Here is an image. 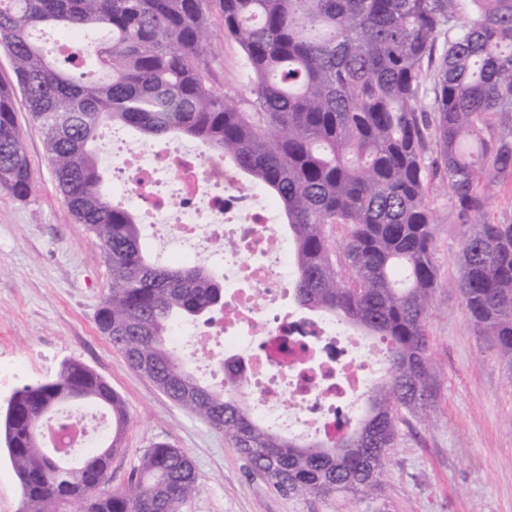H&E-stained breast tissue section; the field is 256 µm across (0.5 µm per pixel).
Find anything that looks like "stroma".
Wrapping results in <instances>:
<instances>
[{"instance_id":"stroma-1","label":"stroma","mask_w":512,"mask_h":512,"mask_svg":"<svg viewBox=\"0 0 512 512\" xmlns=\"http://www.w3.org/2000/svg\"><path fill=\"white\" fill-rule=\"evenodd\" d=\"M212 76L230 96L243 90V53L213 16ZM16 121L33 180L30 202L0 194V364L20 372L0 384V407L18 388L51 379L63 361L96 370L123 398L128 422L109 489L123 488L154 443L185 450L200 476L180 512H512V383L496 342L468 321L461 294L459 223L442 177L429 185L436 218L433 260L440 286L427 320L435 403L427 424L410 423L390 450L379 490L292 499L249 472L242 455L167 398L100 333L95 317L111 280L100 242L74 223L55 188L44 135L24 99Z\"/></svg>"}]
</instances>
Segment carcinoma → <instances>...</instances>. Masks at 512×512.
Masks as SVG:
<instances>
[{
	"mask_svg": "<svg viewBox=\"0 0 512 512\" xmlns=\"http://www.w3.org/2000/svg\"><path fill=\"white\" fill-rule=\"evenodd\" d=\"M216 8L224 38L243 53L246 96L236 101L211 78ZM47 29L105 35L61 60L38 41ZM0 53L15 78L0 84V193L21 203L33 193L20 94L43 131L58 193L108 265L98 329L279 494L374 493L399 425L433 410L431 137L456 217L473 225L448 287L495 339L512 383V222L488 218L490 186L512 178V0H0ZM425 62L435 65L428 103L419 94ZM110 123L148 143L190 137L267 186L288 224L297 303L389 346L387 375L353 428L312 440L278 434L254 419L238 377L203 385L169 346L173 324L208 313L222 288L203 268L149 259L136 216L112 203L99 172L94 144ZM333 224L346 230L334 244ZM74 402L112 419L81 462L45 443L51 414ZM126 424L124 400L79 361L16 390L3 441L26 512H180L199 474L167 442L145 452L124 488L106 489Z\"/></svg>",
	"mask_w": 512,
	"mask_h": 512,
	"instance_id": "carcinoma-1",
	"label": "carcinoma"
}]
</instances>
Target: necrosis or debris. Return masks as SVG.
Instances as JSON below:
<instances>
[{
	"label": "necrosis or debris",
	"instance_id": "obj_1",
	"mask_svg": "<svg viewBox=\"0 0 512 512\" xmlns=\"http://www.w3.org/2000/svg\"><path fill=\"white\" fill-rule=\"evenodd\" d=\"M112 180L142 205V223L170 259L224 271L223 309L178 329L194 338L209 376L239 375L255 415L273 428L341 433L385 373L386 350L339 320L286 311L296 273L272 203L199 146L126 144L112 153Z\"/></svg>",
	"mask_w": 512,
	"mask_h": 512
}]
</instances>
